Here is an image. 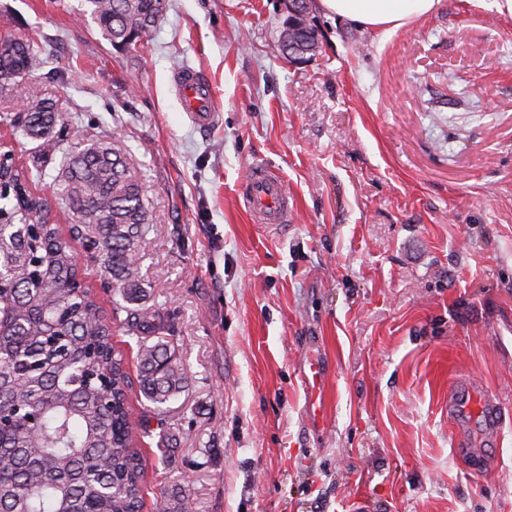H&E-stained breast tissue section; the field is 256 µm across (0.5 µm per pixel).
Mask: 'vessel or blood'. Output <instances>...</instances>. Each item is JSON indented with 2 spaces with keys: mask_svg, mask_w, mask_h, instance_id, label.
<instances>
[{
  "mask_svg": "<svg viewBox=\"0 0 512 512\" xmlns=\"http://www.w3.org/2000/svg\"><path fill=\"white\" fill-rule=\"evenodd\" d=\"M185 101L195 117L204 125L215 122L217 115L211 104L208 85L196 73L183 74ZM242 195L254 223L270 227L284 223L288 217V192L283 181L264 165L254 166L242 187ZM500 400L474 387L459 388L448 398V415L459 428L470 421H480L490 438H497L502 425Z\"/></svg>",
  "mask_w": 512,
  "mask_h": 512,
  "instance_id": "obj_1",
  "label": "vessel or blood"
}]
</instances>
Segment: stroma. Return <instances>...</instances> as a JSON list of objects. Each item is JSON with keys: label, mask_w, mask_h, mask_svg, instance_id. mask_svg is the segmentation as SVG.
I'll return each mask as SVG.
<instances>
[{"label": "stroma", "mask_w": 512, "mask_h": 512, "mask_svg": "<svg viewBox=\"0 0 512 512\" xmlns=\"http://www.w3.org/2000/svg\"><path fill=\"white\" fill-rule=\"evenodd\" d=\"M83 9L0 0V34L59 74L0 113L53 98L60 153L111 142L142 174L139 305L187 372L168 454L141 444L143 512L164 492L190 512H512V18L442 0L381 35L313 5L319 48L294 62L283 0H167L122 50ZM183 68L209 78L213 125L185 111ZM255 164L285 181L283 229L243 203ZM468 381L505 407L497 442L448 418Z\"/></svg>", "instance_id": "1"}]
</instances>
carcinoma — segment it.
<instances>
[{
	"label": "carcinoma",
	"instance_id": "carcinoma-1",
	"mask_svg": "<svg viewBox=\"0 0 512 512\" xmlns=\"http://www.w3.org/2000/svg\"><path fill=\"white\" fill-rule=\"evenodd\" d=\"M84 14L114 46L128 47L154 28L167 0H84ZM288 57L318 49L311 24L281 31ZM46 66L42 48L17 37L0 40V90ZM60 116L35 96L0 124L37 142L31 166L0 163V512H136L146 463L137 449L149 420L131 418L130 378L112 325L140 336L153 317L100 298L80 276L73 243L93 254L106 283L124 301L142 292L140 242L149 231L142 178L107 142L81 144L52 176L69 224L47 218L33 186L59 149ZM126 313L120 318V313ZM138 388L160 416L187 387L164 336L139 345Z\"/></svg>",
	"mask_w": 512,
	"mask_h": 512
}]
</instances>
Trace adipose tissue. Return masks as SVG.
<instances>
[{
  "mask_svg": "<svg viewBox=\"0 0 512 512\" xmlns=\"http://www.w3.org/2000/svg\"><path fill=\"white\" fill-rule=\"evenodd\" d=\"M440 4L441 0H318L321 12L384 34L435 12Z\"/></svg>",
  "mask_w": 512,
  "mask_h": 512,
  "instance_id": "obj_1",
  "label": "adipose tissue"
}]
</instances>
